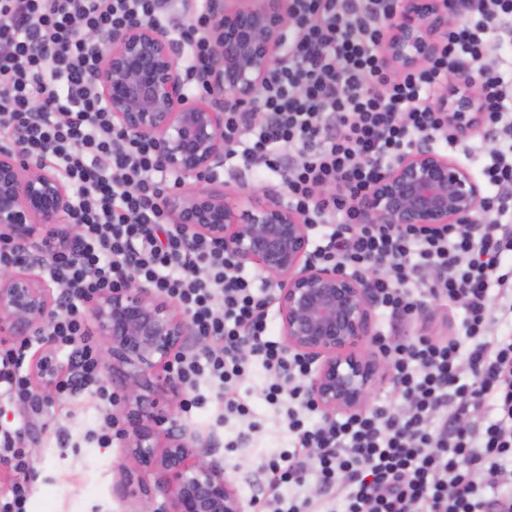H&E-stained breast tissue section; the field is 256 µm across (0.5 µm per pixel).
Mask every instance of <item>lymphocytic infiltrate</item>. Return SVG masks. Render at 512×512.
I'll return each mask as SVG.
<instances>
[{
    "mask_svg": "<svg viewBox=\"0 0 512 512\" xmlns=\"http://www.w3.org/2000/svg\"><path fill=\"white\" fill-rule=\"evenodd\" d=\"M172 19L164 0H0V148L44 159L73 192L69 221L78 245L48 268L65 290L62 311L37 333L73 370L58 396L93 389L102 406L118 400L103 384L86 307L136 276L177 303L207 347L175 353L167 365L189 390L193 414L208 402V379L224 401L221 422L253 415L238 386L249 361L268 374L266 402L283 409L292 449L261 470L273 494L267 512H512V0H450L440 47L411 72L388 69L379 50L399 0H291L282 60L254 112L224 114L226 157L279 173L289 202L325 240L316 256L362 274L395 319L424 303L464 304L459 334L433 339L378 337L393 393L370 410L325 424L305 379L308 361L274 338L267 297L238 271L233 254L190 243L165 206L169 184L153 142L124 133L92 81L101 37L136 20L177 35L185 85L208 92L213 65L210 8L183 0ZM470 70L494 136L481 176L490 193L484 221L423 231L365 224L358 203L385 163L422 138L454 145L438 91ZM33 340L0 339V389L39 417L49 403L26 369ZM29 429L0 430V464L16 474L0 512H28ZM314 477L318 499L284 498L279 486Z\"/></svg>",
    "mask_w": 512,
    "mask_h": 512,
    "instance_id": "obj_1",
    "label": "lymphocytic infiltrate"
}]
</instances>
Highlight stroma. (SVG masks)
I'll use <instances>...</instances> for the list:
<instances>
[{
  "label": "stroma",
  "mask_w": 512,
  "mask_h": 512,
  "mask_svg": "<svg viewBox=\"0 0 512 512\" xmlns=\"http://www.w3.org/2000/svg\"><path fill=\"white\" fill-rule=\"evenodd\" d=\"M219 177L231 192L259 185L277 191L284 188L277 173L252 169L238 156L225 160ZM462 317L461 305L434 304L429 313L397 323L378 306L373 311L372 328L378 334L442 339L460 331ZM266 377L263 367L255 362L239 385L240 395L255 413L257 428L244 422L229 423L223 428V446L211 450L246 512H256L252 499L262 485L258 472L262 459L292 446L283 416L263 396ZM100 415L98 401L88 392L72 398L51 397L50 408L42 418L29 416L20 406L0 412V423L24 422L30 428L27 446L34 471L29 512H136L137 498L122 490L130 464L124 442L103 449L85 440L86 433L97 428Z\"/></svg>",
  "instance_id": "stroma-1"
}]
</instances>
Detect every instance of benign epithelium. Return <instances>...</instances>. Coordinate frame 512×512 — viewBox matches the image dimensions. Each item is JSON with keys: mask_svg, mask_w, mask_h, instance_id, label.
Masks as SVG:
<instances>
[{"mask_svg": "<svg viewBox=\"0 0 512 512\" xmlns=\"http://www.w3.org/2000/svg\"><path fill=\"white\" fill-rule=\"evenodd\" d=\"M289 11V0H214L207 39L215 63L208 84L224 95L219 101L189 95L171 39L142 21L106 39L92 80L115 126L158 145L159 167L178 187L165 205L184 235L230 251L238 265L253 264L274 283L270 303L283 346L313 365L307 390L330 419L360 409L386 376L373 350L371 289L363 278L315 259L312 225L282 198H268L263 187L234 197L217 175L224 164V111L255 109L270 69L282 58ZM447 21L438 0H401L383 47L386 64L399 73L412 70L433 53L432 32ZM456 81L439 106L456 133L466 136L482 123L481 99L470 72H458ZM190 179L202 185L189 187ZM483 204V187L466 167L420 148L380 175L359 217L394 229L431 230L472 224ZM71 206L68 185L51 166L0 150V232L30 257L0 270V327L19 339L56 313L45 270L78 239L67 223ZM90 313L102 337L103 365L123 392L124 438L134 461L125 489L140 498L138 512H154L157 493L161 512H243L206 443L186 437L165 411L181 387L158 371L174 353L202 343L190 317L134 277L93 300Z\"/></svg>", "mask_w": 512, "mask_h": 512, "instance_id": "7a95c632", "label": "benign epithelium"}]
</instances>
